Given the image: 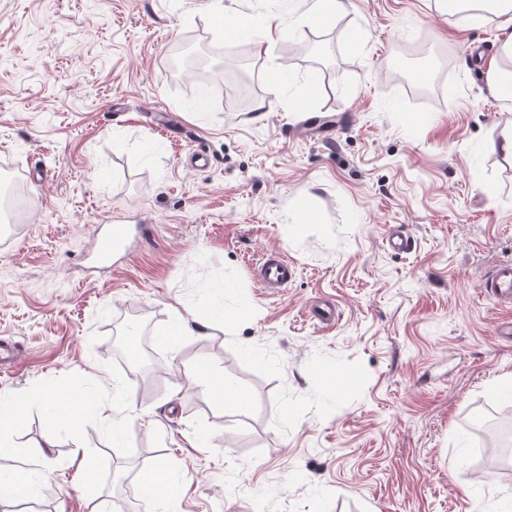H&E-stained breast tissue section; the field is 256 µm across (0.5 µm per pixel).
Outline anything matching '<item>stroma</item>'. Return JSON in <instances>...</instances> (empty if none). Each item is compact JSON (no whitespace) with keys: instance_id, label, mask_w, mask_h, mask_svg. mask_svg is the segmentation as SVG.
<instances>
[{"instance_id":"stroma-1","label":"stroma","mask_w":512,"mask_h":512,"mask_svg":"<svg viewBox=\"0 0 512 512\" xmlns=\"http://www.w3.org/2000/svg\"><path fill=\"white\" fill-rule=\"evenodd\" d=\"M308 6L0 0V167L37 205L0 230V343L20 360L0 399H34L0 474H35L38 512H125L116 475L159 463L178 512H512V338L495 331L512 308L480 294L512 262V100L486 81L512 72L500 21L346 0L311 28ZM311 35L325 58L285 62ZM179 50L223 62V89L173 71ZM240 69L265 111L242 104ZM310 115L347 116L335 145L303 133ZM106 218L143 231L95 272ZM395 232L410 250L389 248ZM271 249L295 268L278 292L253 273ZM321 304L335 322L312 319ZM177 313L193 332L171 348L155 336ZM134 314L157 356L144 380L114 340ZM201 364L250 406L218 398Z\"/></svg>"}]
</instances>
